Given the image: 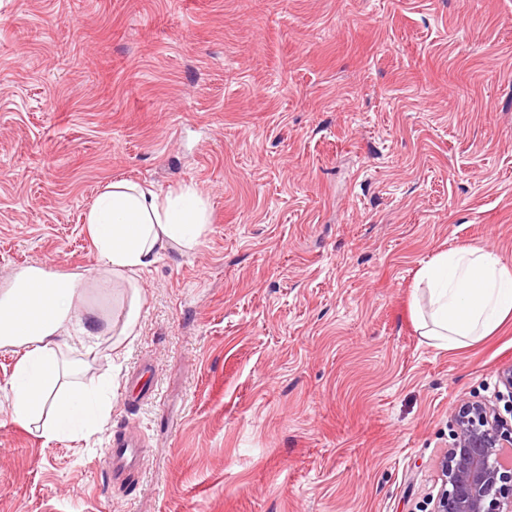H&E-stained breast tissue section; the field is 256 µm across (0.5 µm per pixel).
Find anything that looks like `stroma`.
Instances as JSON below:
<instances>
[{
    "mask_svg": "<svg viewBox=\"0 0 512 512\" xmlns=\"http://www.w3.org/2000/svg\"><path fill=\"white\" fill-rule=\"evenodd\" d=\"M117 180L197 188L210 232L91 361L104 433L0 411V512H431L458 404H506L512 319L435 348L414 286L512 266V0H0V282L93 270ZM140 463L139 449L133 441H117L112 444L108 456V467L113 472L134 470Z\"/></svg>",
    "mask_w": 512,
    "mask_h": 512,
    "instance_id": "obj_1",
    "label": "stroma"
}]
</instances>
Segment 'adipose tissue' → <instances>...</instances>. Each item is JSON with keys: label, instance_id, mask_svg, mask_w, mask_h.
Wrapping results in <instances>:
<instances>
[{"label": "adipose tissue", "instance_id": "ef3b65f1", "mask_svg": "<svg viewBox=\"0 0 512 512\" xmlns=\"http://www.w3.org/2000/svg\"><path fill=\"white\" fill-rule=\"evenodd\" d=\"M85 224L97 258L93 275H53L27 265L0 286V349L20 355L6 408L13 422L36 425L49 441L102 426L112 409V384L79 381L88 357L112 337L137 336L143 273L172 247L196 249L210 231L209 207L196 188L163 192L124 180L103 188ZM416 280L424 300L418 327L436 348L467 347L512 315V268L492 250L440 252ZM117 283L124 286L119 317L97 318L84 305L87 285L108 292Z\"/></svg>", "mask_w": 512, "mask_h": 512}]
</instances>
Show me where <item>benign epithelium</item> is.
<instances>
[{
  "label": "benign epithelium",
  "mask_w": 512,
  "mask_h": 512,
  "mask_svg": "<svg viewBox=\"0 0 512 512\" xmlns=\"http://www.w3.org/2000/svg\"><path fill=\"white\" fill-rule=\"evenodd\" d=\"M452 442L442 464L433 512H512V419L478 401L460 405L451 420Z\"/></svg>",
  "instance_id": "7a95c632"
}]
</instances>
